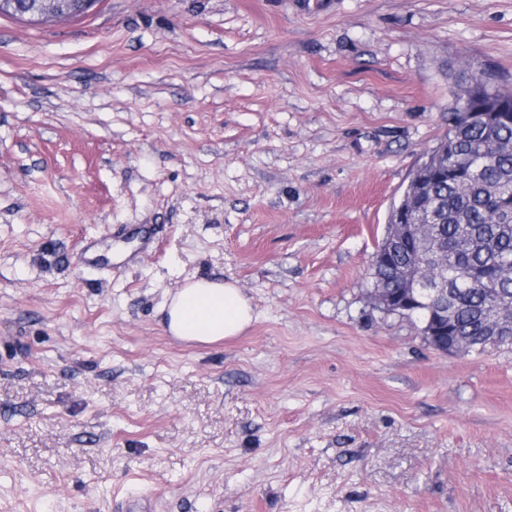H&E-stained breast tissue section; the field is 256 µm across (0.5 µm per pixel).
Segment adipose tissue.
<instances>
[{
    "label": "adipose tissue",
    "instance_id": "adipose-tissue-1",
    "mask_svg": "<svg viewBox=\"0 0 512 512\" xmlns=\"http://www.w3.org/2000/svg\"><path fill=\"white\" fill-rule=\"evenodd\" d=\"M164 308L168 333L198 343L237 336L253 321L251 303L237 285L204 277L186 280Z\"/></svg>",
    "mask_w": 512,
    "mask_h": 512
}]
</instances>
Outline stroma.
Returning a JSON list of instances; mask_svg holds the SVG:
<instances>
[{
	"mask_svg": "<svg viewBox=\"0 0 512 512\" xmlns=\"http://www.w3.org/2000/svg\"><path fill=\"white\" fill-rule=\"evenodd\" d=\"M472 63L512 0L0 16V512H512V349L367 298ZM192 277L251 325L170 336Z\"/></svg>",
	"mask_w": 512,
	"mask_h": 512,
	"instance_id": "1",
	"label": "stroma"
}]
</instances>
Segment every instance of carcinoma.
<instances>
[{"label": "carcinoma", "mask_w": 512, "mask_h": 512, "mask_svg": "<svg viewBox=\"0 0 512 512\" xmlns=\"http://www.w3.org/2000/svg\"><path fill=\"white\" fill-rule=\"evenodd\" d=\"M482 101L512 100V91L489 80ZM424 175L432 201L446 211L439 235L448 245V310L453 332L478 343L488 317L490 288L512 292V280L499 271L512 264V226L495 217L512 210V120L468 123L459 110L450 117L448 134L414 172Z\"/></svg>", "instance_id": "cac0c4a2"}]
</instances>
